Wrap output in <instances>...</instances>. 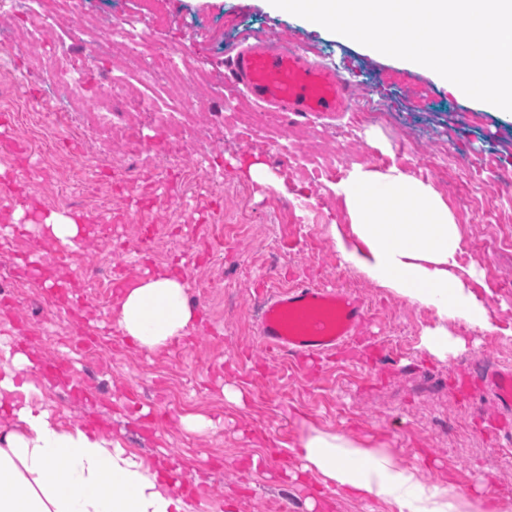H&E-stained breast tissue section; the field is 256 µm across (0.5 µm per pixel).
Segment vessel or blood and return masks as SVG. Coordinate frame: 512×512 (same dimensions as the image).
<instances>
[{"label": "vessel or blood", "mask_w": 512, "mask_h": 512, "mask_svg": "<svg viewBox=\"0 0 512 512\" xmlns=\"http://www.w3.org/2000/svg\"><path fill=\"white\" fill-rule=\"evenodd\" d=\"M228 78L261 106L297 117L333 116L355 100L335 64L314 62L278 36L225 50ZM367 318L349 292L301 281L267 297L259 323L260 345L292 358H315L347 344ZM489 383L503 407L512 409V370H491Z\"/></svg>", "instance_id": "obj_1"}]
</instances>
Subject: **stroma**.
Wrapping results in <instances>:
<instances>
[{
	"label": "stroma",
	"instance_id": "stroma-1",
	"mask_svg": "<svg viewBox=\"0 0 512 512\" xmlns=\"http://www.w3.org/2000/svg\"><path fill=\"white\" fill-rule=\"evenodd\" d=\"M167 18L145 17L149 40L187 48L209 77L210 94L192 100V148L168 163L176 139L161 118L144 128L141 151L121 140L138 125L135 112H99L87 98L74 122L58 113L69 102L32 55L62 56L70 26L50 20L28 47L11 51L0 66V276L42 252L35 229L51 213L86 223L84 236L59 264L43 260L56 291L43 314L24 304H0V337L21 344L26 369L39 389L34 400L62 426L109 433L151 467L185 473L189 512H397L332 491L300 472L296 457L278 451L304 428L330 430L421 466L429 483L503 500L512 491V413L481 377L512 354V220L476 224L475 208H502L512 195V112L491 110L432 73L405 60L373 54L340 40L306 19L274 10L269 0H158ZM288 39L303 53L333 60L356 98L375 92L390 114L384 123L345 129L330 117L280 114L269 125L247 112L223 111L238 92L226 77L224 49L246 31ZM293 140L295 154L276 145ZM489 161L482 192L464 171L440 169L446 151ZM264 164L271 178L252 179ZM359 167L404 173L431 186L446 202L464 244L457 273L484 305L491 330L449 322L465 337V351L438 358L423 344L439 320L432 308L377 286L345 264L338 242L352 243L340 194ZM99 184L103 201L90 202L86 182ZM64 203H56L58 194ZM118 249L127 282L145 272L187 275L194 329L154 353L138 351L116 330L111 307L88 296L84 272ZM97 267V266H96ZM307 280L359 295L368 327L317 370L291 368L287 356L265 352L258 336L260 290ZM108 340L104 359L89 367L87 338ZM68 357V377L48 374L46 361ZM242 392L228 401L225 385ZM206 415L205 434L180 427L182 416Z\"/></svg>",
	"mask_w": 512,
	"mask_h": 512
}]
</instances>
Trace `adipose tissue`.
Returning a JSON list of instances; mask_svg holds the SVG:
<instances>
[{
	"label": "adipose tissue",
	"instance_id": "adipose-tissue-1",
	"mask_svg": "<svg viewBox=\"0 0 512 512\" xmlns=\"http://www.w3.org/2000/svg\"><path fill=\"white\" fill-rule=\"evenodd\" d=\"M352 244H339L344 261L379 286L433 308L438 326L423 344L436 356L464 348L448 321L486 329V310L456 272L457 226L430 186L401 173L358 170L341 188ZM187 277L167 271L131 282L112 306L117 329L152 353L189 333L196 312ZM28 355L0 349V512H188L159 471L101 431L60 427L35 404L37 388L25 377ZM301 469L324 485L397 505L399 512H487L482 498L449 495L426 483L416 466L346 436L308 427L299 440Z\"/></svg>",
	"mask_w": 512,
	"mask_h": 512
}]
</instances>
